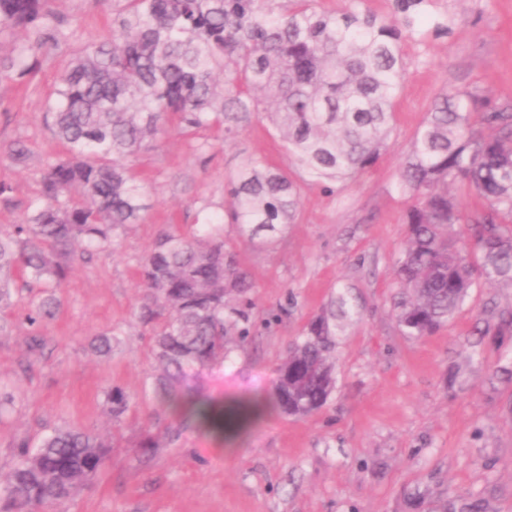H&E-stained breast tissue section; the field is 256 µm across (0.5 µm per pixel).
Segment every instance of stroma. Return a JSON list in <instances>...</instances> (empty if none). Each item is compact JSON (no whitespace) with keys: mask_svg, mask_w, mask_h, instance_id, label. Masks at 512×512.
I'll return each mask as SVG.
<instances>
[{"mask_svg":"<svg viewBox=\"0 0 512 512\" xmlns=\"http://www.w3.org/2000/svg\"><path fill=\"white\" fill-rule=\"evenodd\" d=\"M52 9L73 49L112 32V0ZM425 15L403 45L396 122L375 165L343 187L302 185L295 222L270 245L224 227L255 283L253 306L248 336L230 333L202 392L228 406L269 396L291 344L332 314L335 388L325 405L304 417L268 413L222 440L157 404L152 333L133 318L143 258L160 234L222 210L226 182L248 160L291 164L260 114L206 154L173 129L131 161L149 184L142 221L70 271L43 343L32 345L16 316L0 318V380L18 385L0 420V479L18 436L77 425L111 437L113 449L65 512H512V284L479 281L448 323L416 337L397 322L411 292L395 274L412 204L397 185L435 97L512 99V0H430ZM438 21L448 33H436ZM60 70L49 59L25 81L0 84V149L20 138L33 151L22 166L0 156L16 200L0 205V229L22 222L62 155L43 121ZM103 332L115 337L107 357L90 346ZM113 387L130 405L118 422L107 411ZM149 437L155 447H144Z\"/></svg>","mask_w":512,"mask_h":512,"instance_id":"obj_1","label":"stroma"}]
</instances>
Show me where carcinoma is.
I'll return each instance as SVG.
<instances>
[{"instance_id": "cac0c4a2", "label": "carcinoma", "mask_w": 512, "mask_h": 512, "mask_svg": "<svg viewBox=\"0 0 512 512\" xmlns=\"http://www.w3.org/2000/svg\"><path fill=\"white\" fill-rule=\"evenodd\" d=\"M51 0H0V36L21 30L0 54V84L32 74L46 58L66 62L46 107L64 155L44 172L40 198L25 222L0 230V313L30 295L22 320L39 336L61 307L69 270L138 224L147 185L129 159L171 129L211 152L254 112L288 146L292 173L248 161L225 184L231 203L209 223L156 239L139 269L144 294L134 311L151 328L161 372L153 387L162 408L219 436L235 413L190 391L203 371L224 365L226 336L250 321L252 284L224 240L223 225L255 237L293 223L302 183L355 181L384 149L395 119L405 63L403 41L430 0H396L398 15L379 17L349 0L342 13L319 0H113L112 34L76 53L55 23ZM8 158L32 155L12 141ZM415 202L396 273L411 299L396 317L405 334L426 336L448 321L479 280L512 281V100L444 93L414 134L400 175ZM464 186L480 204L465 210L448 192ZM467 226L468 253L448 228ZM328 320L312 323L280 369L272 398L242 403L253 417L272 406L308 416L332 393L326 356ZM115 419L127 397L108 391ZM17 462L0 483V512L56 508L103 469L112 444L92 432L53 430L20 437Z\"/></svg>"}]
</instances>
